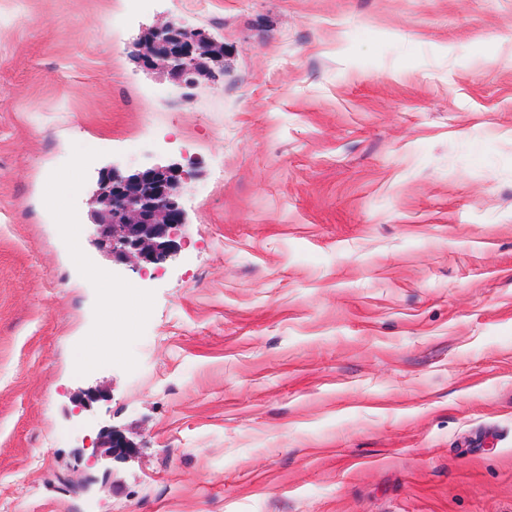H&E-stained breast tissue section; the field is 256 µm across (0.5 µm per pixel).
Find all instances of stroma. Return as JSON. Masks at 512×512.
Listing matches in <instances>:
<instances>
[{"instance_id":"obj_1","label":"stroma","mask_w":512,"mask_h":512,"mask_svg":"<svg viewBox=\"0 0 512 512\" xmlns=\"http://www.w3.org/2000/svg\"><path fill=\"white\" fill-rule=\"evenodd\" d=\"M171 164L176 254L112 264L102 172ZM0 512H512V0H0ZM136 57L151 70H162L180 84L196 86L224 76V50L202 32L172 22H158L134 44ZM109 300L104 304L101 312L98 336H92V347L81 350L78 363L84 369L95 366L98 359L112 358L117 355L123 344V340L131 333L127 327L118 328L112 319L114 307L130 309L137 313L145 311V301L140 291L133 288H113L109 294ZM132 451L133 447L126 437L121 432L112 430L102 438V442L96 447L95 456L120 458L129 455Z\"/></svg>"}]
</instances>
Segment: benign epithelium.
Here are the masks:
<instances>
[{
	"label": "benign epithelium",
	"mask_w": 512,
	"mask_h": 512,
	"mask_svg": "<svg viewBox=\"0 0 512 512\" xmlns=\"http://www.w3.org/2000/svg\"><path fill=\"white\" fill-rule=\"evenodd\" d=\"M136 57L151 70H162L180 84L211 83L224 75V50L202 32L172 22H158L134 44ZM191 173L178 166L157 167L122 176L102 174L96 191V248L112 261L131 267L156 264L176 253V227L183 223L177 201L181 184ZM133 451L119 431L112 430L95 455L120 458Z\"/></svg>",
	"instance_id": "benign-epithelium-1"
}]
</instances>
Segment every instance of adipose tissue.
Here are the masks:
<instances>
[{
    "label": "adipose tissue",
    "instance_id": "1",
    "mask_svg": "<svg viewBox=\"0 0 512 512\" xmlns=\"http://www.w3.org/2000/svg\"><path fill=\"white\" fill-rule=\"evenodd\" d=\"M117 307L141 313L145 310V301L140 291L132 288L110 290L109 299L102 308L98 334L93 337L91 348L81 351L78 358L82 368H92L98 359L109 358L120 352L123 340L129 335L130 330L126 327L115 326L112 311Z\"/></svg>",
    "mask_w": 512,
    "mask_h": 512
}]
</instances>
